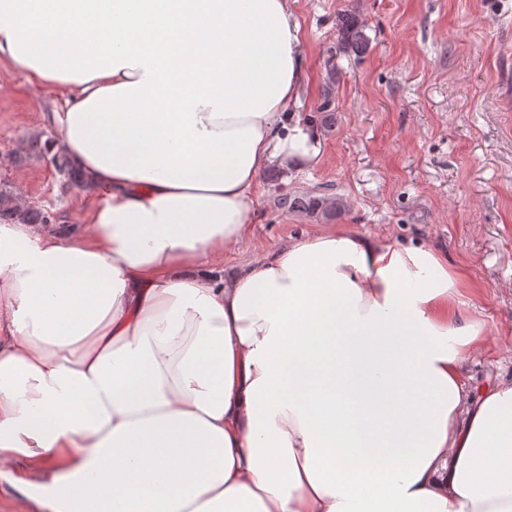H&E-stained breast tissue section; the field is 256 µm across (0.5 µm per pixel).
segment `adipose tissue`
Instances as JSON below:
<instances>
[{"mask_svg":"<svg viewBox=\"0 0 512 512\" xmlns=\"http://www.w3.org/2000/svg\"><path fill=\"white\" fill-rule=\"evenodd\" d=\"M289 16L0 0L100 191L65 237L0 224V464L37 512H512V384L469 399L447 256L341 226L224 270L264 166L320 145Z\"/></svg>","mask_w":512,"mask_h":512,"instance_id":"adipose-tissue-1","label":"adipose tissue"}]
</instances>
